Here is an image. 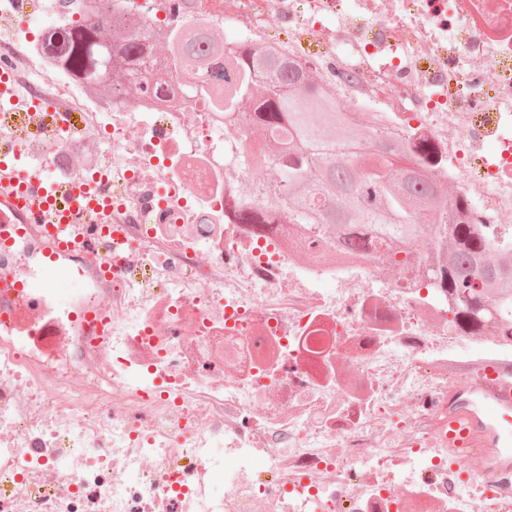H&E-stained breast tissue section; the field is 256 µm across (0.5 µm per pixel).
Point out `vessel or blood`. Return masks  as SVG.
<instances>
[{
    "instance_id": "1",
    "label": "vessel or blood",
    "mask_w": 512,
    "mask_h": 512,
    "mask_svg": "<svg viewBox=\"0 0 512 512\" xmlns=\"http://www.w3.org/2000/svg\"><path fill=\"white\" fill-rule=\"evenodd\" d=\"M17 189L14 196L0 194L1 223L21 207L33 223L52 225L54 236H77L90 249L98 244L92 214L101 190L52 184L35 172L24 173ZM448 426L449 447L468 448L473 459L495 455L503 468L512 469V383L456 385L448 399Z\"/></svg>"
}]
</instances>
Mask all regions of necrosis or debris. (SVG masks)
I'll list each match as a JSON object with an SVG mask.
<instances>
[{"label":"necrosis or debris","instance_id":"obj_1","mask_svg":"<svg viewBox=\"0 0 512 512\" xmlns=\"http://www.w3.org/2000/svg\"><path fill=\"white\" fill-rule=\"evenodd\" d=\"M145 0L153 35L177 23L206 47L225 23L319 74L345 75L355 112L432 141L438 172L476 201L493 237L512 230V0ZM0 0V62L21 101L59 102L37 130L0 118L51 182L111 185L106 251L58 245L45 225L0 223V512H512V471L461 475L448 446L460 376L512 379V330L453 322L421 268L381 265L294 224L224 221L246 174L210 95L171 84L124 103L75 79ZM355 50L348 63L311 50ZM403 58L398 80L369 48ZM448 109L415 120L426 93ZM498 157L484 159V145ZM96 146L93 164L80 156ZM67 297L22 290L46 256ZM224 490H211V473Z\"/></svg>","mask_w":512,"mask_h":512}]
</instances>
